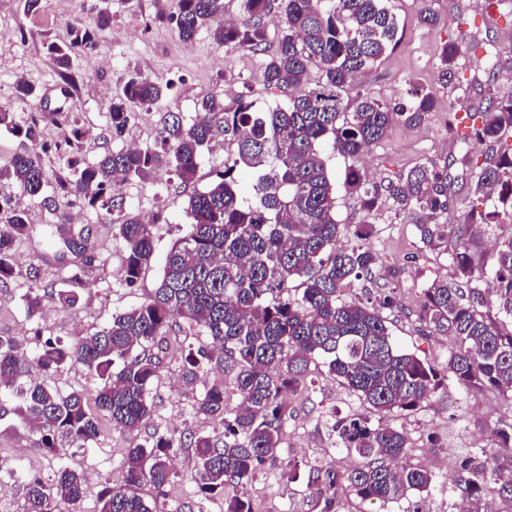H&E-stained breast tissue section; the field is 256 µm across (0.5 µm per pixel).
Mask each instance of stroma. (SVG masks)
<instances>
[{
	"label": "stroma",
	"mask_w": 512,
	"mask_h": 512,
	"mask_svg": "<svg viewBox=\"0 0 512 512\" xmlns=\"http://www.w3.org/2000/svg\"><path fill=\"white\" fill-rule=\"evenodd\" d=\"M480 4L481 0H392L400 22L399 41L364 78V86L386 100L401 97L409 78L437 87V48L457 37L451 20L461 13L476 21L479 39L497 51L499 86L512 89V0H502L490 15L482 13ZM42 5L39 14L27 15L20 0H0V102L13 98L16 82L22 78L36 87L38 97L31 105L18 107V122L48 109L74 113L84 130L81 158L85 163H94L104 151L126 148L131 139L142 148L152 147L160 113L177 112L184 122H193L203 96L223 97L228 105L242 91L261 102L280 96L263 81L261 57L219 45L210 27L200 28L191 41L180 39L167 20L176 0H42ZM100 10L109 13L111 22L98 32L95 51L75 61L83 81L94 83L98 92L91 95L79 87L62 95L58 70L44 45L65 39L72 23L90 20ZM427 10L437 16L436 25L421 23L419 16ZM135 68L154 81L170 83L171 89L157 108L139 113L127 139L106 138L103 132L109 116L105 104L121 91L129 71ZM441 95L453 103V112L458 114L466 112L476 99L475 93L451 89L442 90ZM450 113H432L417 127L394 126L371 147L365 164L371 179L383 184L426 159L447 157L449 208L442 221L457 224L474 198V184L459 162L462 148L448 128ZM176 186L174 173L160 167L149 180L134 178L121 188L131 214L142 218L160 209L165 212L164 220L153 226L158 258L131 287L121 281L124 246L114 237L107 217L90 208L69 212L70 224L89 227L95 260L87 265L82 257L72 254L61 260L47 241V229L56 223V214L45 208L41 198H26L32 220L15 248L20 275L0 285V336L13 338L29 353L46 339L66 342L75 334L95 331L110 322L113 314L142 303L160 278L161 255L188 229L185 199L176 196ZM373 225L371 245L379 257L382 282L395 289L402 307L393 317L397 342L428 362L443 363L450 347L448 340L422 331L415 310L423 288L436 277L452 275L447 247L425 246L412 215L392 223L382 212ZM32 268L40 270L39 285L43 288L61 285L71 275L81 274L85 287L78 305L65 308L48 298L40 315L27 317L21 297L31 286L25 273ZM206 342V337L188 336L176 328L163 336L159 344L163 369L152 389L154 419L137 435L115 428L104 418L96 441L88 447L51 450L44 447L39 431L10 410L0 415V462L43 480L51 478L62 464L82 471L88 486L86 497L76 506L59 505L57 512H95L99 492L120 477L131 440H146L155 431L169 427L183 432L213 431V422L193 417L190 403L211 387L230 385V378L223 369L207 365L198 372L193 386H185L182 379L185 355ZM288 408L280 461L266 463L248 487L254 512H312L305 479L293 482L283 477L282 459L297 457L342 469L350 467L353 459L336 448L326 419L334 411L343 417L367 411L319 364L310 366L304 388L289 395ZM388 421L407 434L411 462L450 479L460 457L484 445L489 425L512 421V400L495 390L463 392L450 385L416 411L393 413ZM171 455L176 472L171 484L160 493L142 485L138 494L148 502L163 499L167 512H224L223 496L201 495L191 451L175 448Z\"/></svg>",
	"instance_id": "35a3bbf8"
}]
</instances>
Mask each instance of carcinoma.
<instances>
[{"label": "carcinoma", "mask_w": 512, "mask_h": 512, "mask_svg": "<svg viewBox=\"0 0 512 512\" xmlns=\"http://www.w3.org/2000/svg\"><path fill=\"white\" fill-rule=\"evenodd\" d=\"M224 14V0H178L168 21L184 41L212 24L215 41L225 48L261 56L264 82L283 100L259 104L241 94L227 106L221 98L205 97L190 125L164 113L154 147L108 151L93 164L82 162L84 132L66 114L70 137L56 153L72 176L58 179L50 195L49 149L39 126L33 120L18 124L14 104L0 103V128L28 143L0 167L3 283L15 275V244L29 220L26 210L1 205L11 196H40L54 212L77 204L111 215L115 237L126 250L123 280L132 286L154 260L155 242L152 224L124 209L115 181H146L165 167L186 187L195 182L201 155L212 142L222 137L233 146L210 185L188 196L189 230L165 254L150 296L93 333H78L66 343L48 339L29 355L0 336V393L16 401L15 412L43 432L45 447L86 448L98 434L86 393L64 392L30 375L32 369L58 372L79 363L99 380L94 393L99 411L132 435L154 414L151 390L161 361L153 347L179 317L188 331L208 338L197 354L184 359L187 384L194 383L196 368L205 360L234 374L238 404L228 407L225 389L212 387L194 401L193 414L217 422L222 431L190 432L182 441L157 433L132 443L122 467L124 488L106 489L98 512H164L129 488L149 483L163 491L175 477L170 449L182 443L193 451L202 494L224 493V512H252L246 486L266 462L277 460L288 395L318 358L370 407L368 416L336 418L331 425L336 446L357 458L353 467L341 471L308 460L285 463L290 480L302 469L307 472L306 490L318 512H344L343 489L363 503H408L402 512H424L420 505L437 491L448 492V512H512V422L488 427L486 445L459 460L449 485L430 468L410 463L407 435L384 421L394 411L417 410L447 381L465 392L512 393V237L490 242L489 279L474 242L482 226L512 218V145L503 143L512 133V92L495 87V63L489 57L486 80H463L462 48L454 40L441 44L442 87L465 84L480 95L469 110L471 126L457 137L466 146L486 148L481 163L472 162L468 149L461 157L462 165L471 168L475 193L483 196L482 209L471 207L459 224L440 223L448 211L446 158L418 163L385 186L353 164L343 187L359 200L364 219L353 231L359 243L340 246L336 182L323 156L324 141L358 161L392 126L417 125L445 102L412 81L407 98L394 104L358 86L395 45L399 21L390 0H240L236 20L227 22ZM273 18L278 26L272 49L268 29ZM109 24L110 16L99 11L90 22L70 26L66 40L47 44L66 89L75 84L73 60L93 51L97 32ZM314 70L319 73L315 82ZM168 90L170 84L132 70L121 92L107 102L110 135L122 137L137 112L158 105ZM244 170L253 178L251 202L238 193ZM383 209L392 222L418 214L424 245L449 244L456 278L433 280L422 290L416 311L421 327L451 343L448 360L440 366L400 347L392 335L384 311L399 308L394 289L366 299L346 297L354 282L375 277L378 258L363 240L371 234L369 218ZM53 235L60 251L91 264L88 228L62 220ZM293 281L299 282L300 296H282ZM81 289L83 281L75 274L58 289L31 288L22 300L32 317L41 312L45 297L76 306ZM493 310L500 320L492 318ZM15 478L23 485L27 512H55L57 502L76 505L86 495L84 473L66 466L48 482L21 472Z\"/></svg>", "instance_id": "1"}]
</instances>
